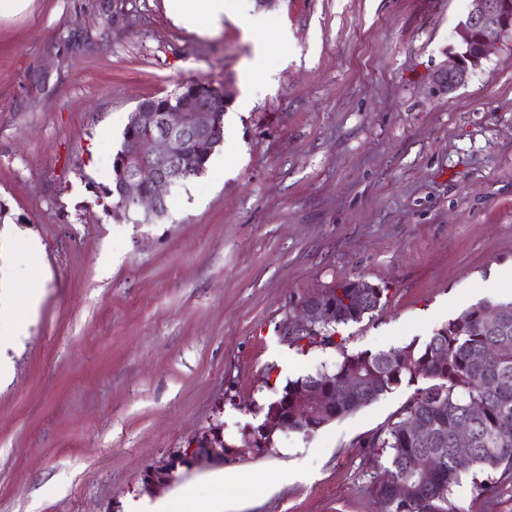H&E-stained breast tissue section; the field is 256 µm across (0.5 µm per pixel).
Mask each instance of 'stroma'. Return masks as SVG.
<instances>
[{"instance_id":"obj_1","label":"stroma","mask_w":512,"mask_h":512,"mask_svg":"<svg viewBox=\"0 0 512 512\" xmlns=\"http://www.w3.org/2000/svg\"><path fill=\"white\" fill-rule=\"evenodd\" d=\"M468 0H230L197 29L166 0H34L0 20V222L21 243L0 275L38 288L0 386V512H125L129 499L222 493L224 512H380L360 440L404 384L306 437L146 472L215 425L240 443L287 378L343 352L426 341L435 313L482 300L512 265V40L465 85L431 91ZM285 32L265 57L257 45ZM262 63L272 81H245ZM198 80L232 101L224 145L171 189L153 224L105 190L131 113ZM109 270H102L104 259ZM362 278L387 303L341 327L343 349L288 328L309 295ZM235 474L219 491L210 476ZM452 512H512V485L463 476ZM3 237L6 239V241H15L18 238L25 237L30 265L37 269L41 267L42 251L36 239L32 237H27L25 231L16 227L5 228V230L3 231Z\"/></svg>"}]
</instances>
